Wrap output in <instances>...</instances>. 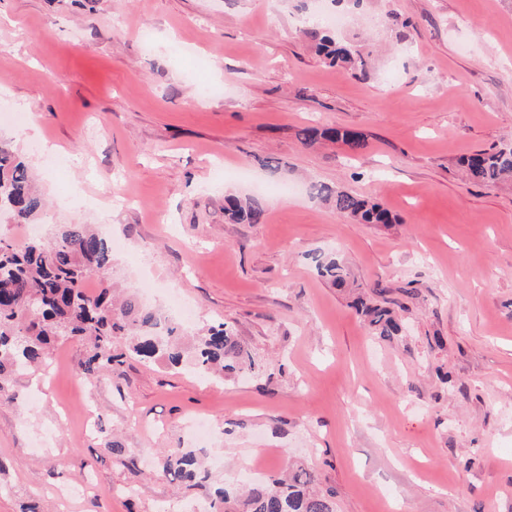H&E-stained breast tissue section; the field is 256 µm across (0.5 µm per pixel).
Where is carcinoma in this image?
<instances>
[{
  "label": "carcinoma",
  "mask_w": 512,
  "mask_h": 512,
  "mask_svg": "<svg viewBox=\"0 0 512 512\" xmlns=\"http://www.w3.org/2000/svg\"><path fill=\"white\" fill-rule=\"evenodd\" d=\"M310 35L330 65L364 68V61L336 44L323 32L322 24H315ZM298 136L306 145L323 138L353 150L364 141L361 134L343 128L320 131L304 127ZM459 164L473 182L495 185L512 177V144L465 154ZM310 190L314 197L331 203L338 214L361 224L396 222L390 211L355 193L325 184H313ZM44 206L26 162L0 145V217L8 216L12 224L33 223ZM224 212L236 223L258 224L263 217L254 198L243 201L227 196ZM313 262L317 273L336 286L347 282L346 268L335 257L319 254L313 256ZM111 265V244L85 224H63L48 240H19L0 234V380L43 362L51 345L66 336L89 341L90 351L81 363V372L89 381L112 371L117 338L123 339L129 357L141 361L165 357L173 365L182 363L180 327L160 310L132 298L114 305L112 285L105 277L97 294L85 293V281ZM355 306L373 334L387 339L401 334L402 322L394 310L361 297ZM194 352L193 369L202 375L217 371L255 374L260 369L252 353L223 322L194 338ZM162 473L173 481L196 484L208 478L198 453L180 447L165 449ZM314 481L306 467L297 465L256 485L221 487L210 508L212 512H336L333 496L314 490Z\"/></svg>",
  "instance_id": "obj_1"
}]
</instances>
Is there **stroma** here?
<instances>
[{
  "label": "stroma",
  "instance_id": "1",
  "mask_svg": "<svg viewBox=\"0 0 512 512\" xmlns=\"http://www.w3.org/2000/svg\"><path fill=\"white\" fill-rule=\"evenodd\" d=\"M321 10L346 18L334 35L364 71L316 52ZM1 103L27 111L0 143L37 179L44 234L121 239L125 297L155 294L188 336L225 322L262 372L205 379L118 342L94 384L86 344L61 340L49 376L4 383L0 512H190L245 452L268 476L304 463L337 512H512V182L457 164L512 141V0H0ZM306 126L366 145L308 147ZM313 182L397 221L342 217ZM231 193L254 195L261 223L228 221ZM315 251L344 260L348 288ZM358 294L401 335H373ZM176 445L205 451L207 482L160 473ZM298 136L303 144L310 145L319 140L320 138L341 142L349 146L352 150L362 146L364 138L358 132H354L343 128H330L324 129L321 132L314 127L302 128ZM317 273L330 279L337 287H342L348 279L345 266L332 255L319 254L313 256Z\"/></svg>",
  "mask_w": 512,
  "mask_h": 512
}]
</instances>
